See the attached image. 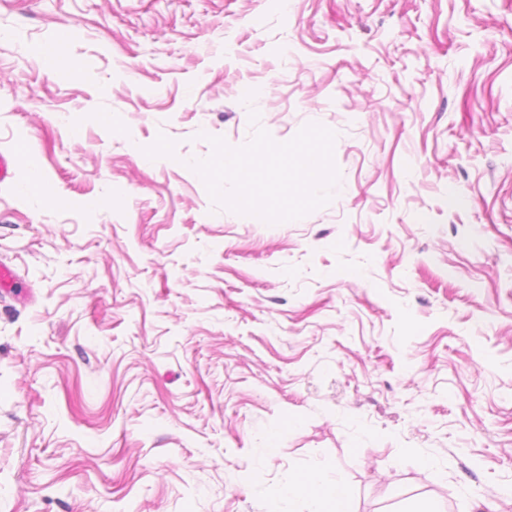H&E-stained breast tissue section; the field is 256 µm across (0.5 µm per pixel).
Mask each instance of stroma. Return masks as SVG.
Returning <instances> with one entry per match:
<instances>
[{"instance_id": "35a3bbf8", "label": "stroma", "mask_w": 512, "mask_h": 512, "mask_svg": "<svg viewBox=\"0 0 512 512\" xmlns=\"http://www.w3.org/2000/svg\"><path fill=\"white\" fill-rule=\"evenodd\" d=\"M313 122L301 219L187 166ZM0 151V512H512V0H0ZM303 494L309 504L308 512H351V494L347 487L325 483L311 473L300 475L288 495Z\"/></svg>"}]
</instances>
